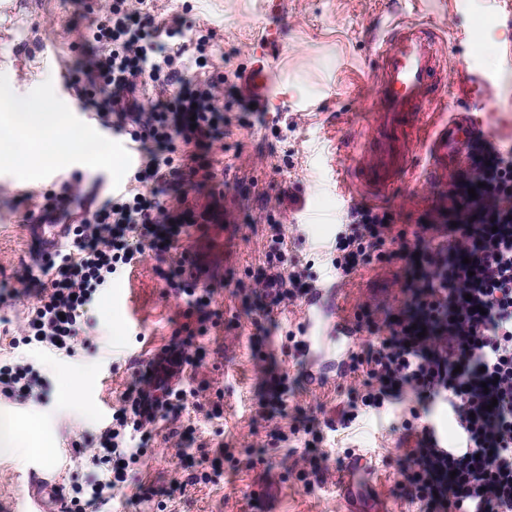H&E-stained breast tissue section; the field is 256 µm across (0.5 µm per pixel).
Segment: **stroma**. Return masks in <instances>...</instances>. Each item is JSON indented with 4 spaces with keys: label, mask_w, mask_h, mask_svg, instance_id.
I'll use <instances>...</instances> for the list:
<instances>
[{
    "label": "stroma",
    "mask_w": 512,
    "mask_h": 512,
    "mask_svg": "<svg viewBox=\"0 0 512 512\" xmlns=\"http://www.w3.org/2000/svg\"><path fill=\"white\" fill-rule=\"evenodd\" d=\"M109 0H0V83L25 98L55 93L54 74L35 45L54 49L71 72L86 68L102 48L83 40L89 17ZM158 22H183L215 34L209 70L231 77L262 66L267 92L257 111L223 97L233 123L207 155L214 180L196 176L181 197L164 196L172 214L190 211L209 223L238 227L232 264L213 259L203 285L214 290L220 318L196 336L198 364L181 383L195 391L184 410L127 429L139 460L129 483L94 512H340L339 477L352 456L367 462L378 493L397 512H424L400 483L415 434L433 424L449 446L457 432L448 411L413 417L415 400L380 411L342 414L362 377L335 362L313 364L296 356L305 333L304 300L265 313L256 281L267 273L266 255L284 236L303 283L331 287L330 254L348 204L337 200L336 175L348 163V142L367 121L374 90L368 79L384 34L397 22L434 27L455 98L452 112H476L500 148H512V0H150ZM34 164L0 160V361L31 365L42 398L0 395V425L22 434L24 460L0 446V498L18 499L29 463L61 467L64 483L100 476L87 461L108 424L95 401L99 383L119 408L145 366L170 346L186 324L187 303L166 280L171 259L148 255L97 291L87 310L83 342L59 357L37 345H13L36 303L25 284L42 278L32 251L26 212L60 191L68 172L88 167L80 153L51 134ZM25 185L28 196L17 194ZM429 205L386 202L395 230L444 223L453 185H424ZM274 223H267V215ZM400 262L358 270L345 281L350 310L367 308L376 320L403 300ZM131 289L138 328L130 330L111 292ZM330 377L319 386L314 372ZM286 377L288 390L275 381ZM35 432H27L30 421ZM211 473L212 481L195 482Z\"/></svg>",
    "instance_id": "35a3bbf8"
}]
</instances>
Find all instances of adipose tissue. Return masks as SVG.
I'll return each instance as SVG.
<instances>
[{
	"label": "adipose tissue",
	"instance_id": "ef3b65f1",
	"mask_svg": "<svg viewBox=\"0 0 512 512\" xmlns=\"http://www.w3.org/2000/svg\"><path fill=\"white\" fill-rule=\"evenodd\" d=\"M0 107L9 115V122L0 127V152L13 158H31L44 144L48 133L59 123L51 102L34 106L14 99L6 84L0 83Z\"/></svg>",
	"mask_w": 512,
	"mask_h": 512
}]
</instances>
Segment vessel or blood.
<instances>
[{
	"label": "vessel or blood",
	"mask_w": 512,
	"mask_h": 512,
	"mask_svg": "<svg viewBox=\"0 0 512 512\" xmlns=\"http://www.w3.org/2000/svg\"><path fill=\"white\" fill-rule=\"evenodd\" d=\"M370 80L375 94L368 120L350 158L349 176L338 177L336 190L343 198L360 197L378 202L394 195L404 175L416 162L425 161L429 179L435 184L448 181L451 164L473 161L476 151L475 118H462L447 110L448 79L438 37L427 27L394 25L383 37ZM78 198L79 213H92L96 192L118 188L109 172L100 168L83 180ZM41 249H60L68 233L62 220L31 225ZM202 232L219 248H228L237 233L233 224H205ZM324 289L313 291L306 301L308 323L325 335L335 337L341 353L351 348L352 319L344 303L324 308ZM362 457H353L337 483L340 512H370V495L357 477L365 468ZM59 481L42 477L32 469L25 512H48V502L59 490Z\"/></svg>",
	"instance_id": "b4317fda"
}]
</instances>
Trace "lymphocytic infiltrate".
Here are the masks:
<instances>
[{
	"label": "lymphocytic infiltrate",
	"instance_id": "f902f5d3",
	"mask_svg": "<svg viewBox=\"0 0 512 512\" xmlns=\"http://www.w3.org/2000/svg\"><path fill=\"white\" fill-rule=\"evenodd\" d=\"M86 38L103 46L91 63L88 86L79 88L113 132L126 122L138 130L140 157L125 187L102 201L70 229L69 251L48 260L51 276L40 286L24 326L23 343L72 356L83 333L85 310L113 275L146 254L173 248L180 225L143 192V184H179L195 177L201 156L212 146L224 113L215 93L224 76L202 84L181 81L188 47L204 53L213 34L189 39L182 25L158 24L148 5L111 0L92 17ZM162 94L160 105L144 108L137 89ZM190 144L177 153L175 138ZM463 192L448 208L447 243L421 233L400 235L383 252L394 216L369 207L351 210L350 224L336 235L332 265L346 279L372 261L399 260L411 271V296L383 322L356 315L357 328L385 331L378 347L350 356V371H363L362 406L380 409L416 397L422 408L448 409L458 431L453 448L435 445V430H421L410 464L402 472L408 494L427 512H512V148L478 143L467 167ZM151 378L123 395L115 423L100 434L92 465H107L102 478L70 485L69 512H89L124 486L130 451L128 420H155L187 399L185 390L164 389L148 398Z\"/></svg>",
	"mask_w": 512,
	"mask_h": 512
}]
</instances>
